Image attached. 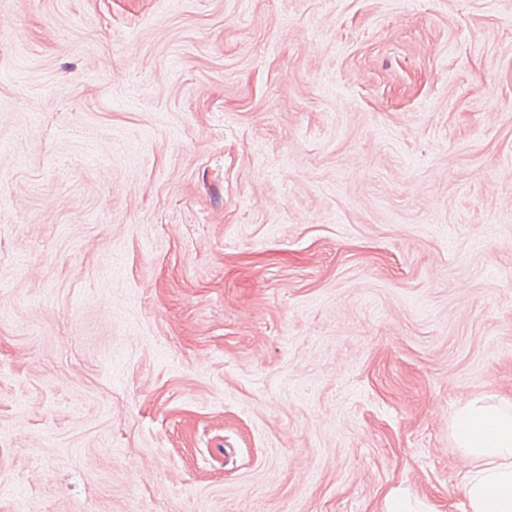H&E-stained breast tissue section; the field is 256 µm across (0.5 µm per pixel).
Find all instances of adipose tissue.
<instances>
[{"mask_svg":"<svg viewBox=\"0 0 512 512\" xmlns=\"http://www.w3.org/2000/svg\"><path fill=\"white\" fill-rule=\"evenodd\" d=\"M453 437L468 469L462 487L468 512H512V404L467 402Z\"/></svg>","mask_w":512,"mask_h":512,"instance_id":"ef3b65f1","label":"adipose tissue"}]
</instances>
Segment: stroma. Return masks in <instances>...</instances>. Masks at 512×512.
Here are the masks:
<instances>
[{"instance_id": "stroma-1", "label": "stroma", "mask_w": 512, "mask_h": 512, "mask_svg": "<svg viewBox=\"0 0 512 512\" xmlns=\"http://www.w3.org/2000/svg\"><path fill=\"white\" fill-rule=\"evenodd\" d=\"M512 400V0H0V512H468ZM452 434L468 468L462 487L468 512H512L511 402H467L455 417Z\"/></svg>"}]
</instances>
